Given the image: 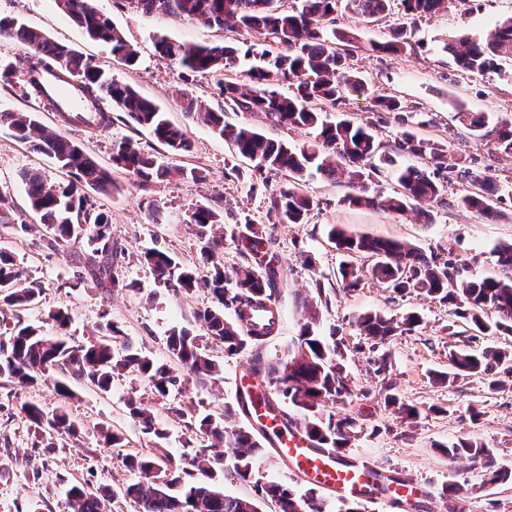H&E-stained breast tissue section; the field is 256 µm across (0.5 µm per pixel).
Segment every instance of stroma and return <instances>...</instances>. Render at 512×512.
Here are the masks:
<instances>
[{"label": "stroma", "instance_id": "1", "mask_svg": "<svg viewBox=\"0 0 512 512\" xmlns=\"http://www.w3.org/2000/svg\"><path fill=\"white\" fill-rule=\"evenodd\" d=\"M95 5L137 49L134 65L113 57L109 46L88 39L54 0H0V15L18 18L94 57L107 74L152 99L170 122L187 132L193 149L187 154L163 151L149 131L130 127L108 100L103 103L112 113L108 129L66 124L42 100L27 95L24 52L15 42L0 39V61L13 65L8 77H0V112L34 114L41 124L59 129L80 144L104 168L113 169V144L129 139L142 150L159 154L170 169L163 181L145 185L124 171L113 170L111 192L90 195L96 208L111 219L112 239L122 250L115 271L129 283L127 289L108 296L92 284L77 282L68 250L44 248L46 231L27 207L21 174L38 169L54 181L63 180L64 175L51 159L30 150L0 125V197L10 203L16 221L28 226L24 232L0 231V249L14 256L26 276L42 287L40 302L19 311L18 319L49 334L53 327L47 320L48 310H67L68 331L78 341L94 340L102 322L108 320L151 358L168 362L165 341L170 330L198 327L197 315L210 307L211 298L201 287L187 292L156 282L144 254L164 251L180 265L208 275L211 261L201 249L189 215L201 204L231 209L237 217L264 229L279 259L280 287L275 298L279 322L266 343L267 356H284L296 341L305 322V304L314 305L321 326L338 330L354 389L340 410L360 417L366 427L365 436L347 447L346 456L367 460L392 475L431 484L434 496L419 512H512V482L487 483L480 468L465 460H450L441 451L467 433L512 468V373L499 374L493 389L482 379L464 375L445 382L450 370L448 354L464 340L467 322L454 316L447 303L423 294L400 297L370 281L354 290L343 288L342 255L328 237L330 227L337 226L354 236L413 244L425 254L467 265L478 277L494 273L493 247L512 242V198L493 217L459 208L455 198L468 184L458 178L457 170L464 165L486 171L512 187V164L498 161L487 141L470 136L459 124L454 106L459 103L472 112L512 116V60L501 61L496 72L464 75L449 64L441 46L450 32L485 37L499 17L512 13V0H471L461 8L411 20L414 38L420 43L415 52H362L352 60L371 92L349 101L346 115L350 120L373 124L381 140L392 142L399 126L392 115L373 111L371 99L375 93L392 95L401 101L410 129L447 147L450 181L429 224L418 221L412 212L394 214L342 204L346 185L320 179L305 185L317 202L308 222L278 223L269 198L284 187L285 176L272 172L255 186L243 183L234 172L243 166V159L212 133L202 116L184 112L175 96L180 90L209 110L222 109L224 102L212 77L194 73L180 80L177 69L167 65L156 49L163 37L189 44H220L227 39V31L162 11L139 15L124 0H95ZM193 168L202 172V180L190 178ZM305 255L311 257V265L302 263ZM366 311L396 320L414 313L421 323L374 350L354 323ZM211 352L224 361L221 381L204 387L191 382L163 399L152 394L146 380L123 373L113 376L107 393L87 381L71 380L73 395L69 398L56 394L48 382L0 387V512H65L62 491L67 484L113 490V497L104 501L105 512H135L134 503L117 495L116 489L135 479L123 464L125 456L149 452L150 445L130 417L126 401L138 394L167 432L170 453L176 457L187 453L193 417L204 410L223 409L248 366V355L225 356L216 344ZM381 359L386 362L382 371L377 368ZM389 391L419 407V418L406 419L388 405L384 397ZM26 403L49 413L67 411L84 428L79 441L38 437L21 412ZM473 411L478 414L474 420L469 417ZM103 425L123 434V447L102 449L97 429ZM452 482L470 488L464 502L441 496V488Z\"/></svg>", "mask_w": 512, "mask_h": 512}]
</instances>
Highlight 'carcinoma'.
Returning a JSON list of instances; mask_svg holds the SVG:
<instances>
[{
  "mask_svg": "<svg viewBox=\"0 0 512 512\" xmlns=\"http://www.w3.org/2000/svg\"><path fill=\"white\" fill-rule=\"evenodd\" d=\"M368 23L379 22L392 14L400 3L403 15L413 19L447 10L464 0H297L299 5L285 9L281 0H127L136 11L150 15L164 10L205 25L227 27L240 36H250L265 46L261 56L268 62L251 68L243 78L227 77L238 66L236 44L194 45L162 38L157 44L160 57L181 72L208 73L224 99V109L203 110L196 99L183 93L188 113L203 112L212 132L234 147L235 155L254 161L249 174L268 172L288 176V184L271 199V209L281 224H304L318 205L303 190L310 178L336 181L347 175L349 192L341 202L349 206L380 208L393 213L413 211L426 223L431 221L427 206L442 203L444 179L448 170L444 146L426 139L408 128L396 133L391 148H386L369 123L347 119L331 122L325 112H338L349 100L365 95L368 85L349 58L355 51L401 55L414 49L413 33L405 24L390 30L383 42L362 43L358 36L336 31L340 2ZM57 6L92 39L111 47L112 55L125 64L134 62L137 52L101 13L94 0H56ZM0 38L9 39L32 52L28 57V89L42 97L39 82L42 72L57 69L78 79L84 100L94 106L102 99L112 101L124 113L127 122L153 134L173 154H186L192 144L181 128L171 124L159 106L142 96L130 84L106 74L92 57L59 43L15 18L0 17ZM445 49L464 73L481 75L495 71L499 61L512 57V15L500 18L483 39L451 35ZM375 112L394 114L400 122L403 106L389 95L372 96ZM228 112H260L273 124L314 131L313 138L292 146L274 139L247 124L224 122ZM459 122L475 138L494 135L492 153L499 159H512V122L490 125L484 112L458 111ZM0 124L7 125L21 143L66 171L68 180L50 181L37 170L23 175L30 210L47 233L46 248L58 250L62 244L85 241L84 252L75 256L78 268L93 283L112 292L132 284L112 272L118 256L112 245L111 220L94 207L87 196L92 189L105 193L112 189V173L102 168L77 143L60 131L41 125L23 112H1ZM422 160L399 170L398 189L388 195L375 183L381 168L393 164L391 154ZM113 165L147 184L162 180L168 169L154 156L142 151L133 141H121L112 148ZM458 175L468 182V189L458 197L457 205L481 216L496 215L498 185L496 177L461 167ZM190 223L204 239V249L212 256L222 253L224 211L198 205L190 214ZM231 234L248 240L254 247L250 255L266 258L264 271L251 265L224 270L221 260L212 263L209 275L200 278L192 268L179 266L175 258L161 251L147 253L144 259L155 279L163 284L176 282L185 291L197 286L208 289L213 306L198 314L204 332L191 328L172 330L166 338L170 364H157L122 335V330L106 323L99 337L80 343L68 337L69 316L60 309L48 317L57 331L47 335L38 328L20 323L0 330V383L31 385L52 381L54 391L71 396L69 378L76 376L107 392L116 373L146 378L155 396L164 398L173 389L193 380L199 385L215 384L223 378L224 364L210 354L206 341L224 347L228 356L247 353L248 375L255 390L224 403L220 412L203 411L195 416L193 429L211 440L176 460L164 448L166 433L157 426L152 411L138 406L130 397L127 407L140 432L154 447V452L128 455L124 466L139 474V481L125 487V496L138 507L137 512H259L257 499L227 495L220 485L224 457L242 481H255L258 499L276 502L278 512H366L364 501L345 496L336 502L311 487L302 493L285 484L255 479L257 460L273 453L260 433L249 424L255 405L273 400L282 422L306 436L312 447L322 453L344 458L343 450L365 435L357 418L335 411L336 405L352 397L348 375L343 373L344 356L321 333L318 315L308 312L297 337V345L282 358L266 356L264 344L272 335L276 319L264 324L253 322L251 314L267 307L277 293L276 257L269 248L262 228L249 220H235ZM336 249L351 256L366 257L364 269L348 262L339 268L344 287L354 289L370 279L383 283L398 295L423 292L453 307V314L470 324L476 346L449 353L451 366L458 375L477 376L489 387L497 384L495 376L512 371V353L493 347H481L477 340L485 336L512 334V243L497 245L493 253L501 268L498 277L473 278L438 256L426 255L417 247L391 239L353 237L337 227L328 233ZM41 288L28 279L12 256L0 251V327L6 324V310H21L38 302ZM234 310L237 321L225 319L224 312ZM419 318L409 314L396 321L378 312H364L355 319L361 334L372 345L384 344L390 337L418 326ZM325 395L330 403L315 404V397ZM26 420L42 435L77 438L82 426L65 411L47 415L39 406L21 407ZM223 444L225 451L215 447ZM452 459L465 458L485 470L488 482H505L512 471L500 466L493 451L468 434L442 448ZM67 512H103L102 499L82 485H71L65 494Z\"/></svg>",
  "mask_w": 512,
  "mask_h": 512,
  "instance_id": "obj_1",
  "label": "carcinoma"
}]
</instances>
